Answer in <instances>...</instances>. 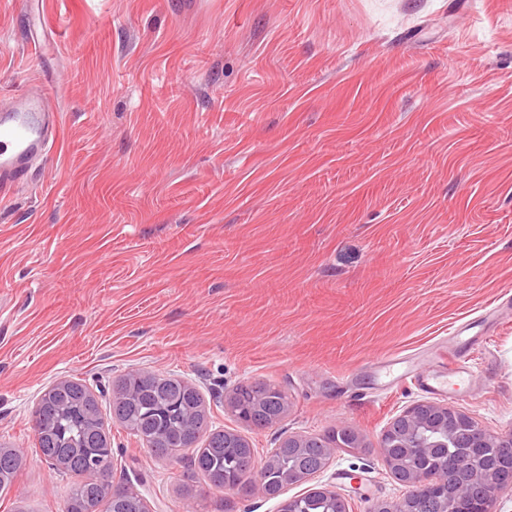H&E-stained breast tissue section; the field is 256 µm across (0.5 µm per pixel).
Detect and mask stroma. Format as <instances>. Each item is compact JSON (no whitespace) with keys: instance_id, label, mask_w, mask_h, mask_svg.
<instances>
[{"instance_id":"stroma-1","label":"stroma","mask_w":512,"mask_h":512,"mask_svg":"<svg viewBox=\"0 0 512 512\" xmlns=\"http://www.w3.org/2000/svg\"><path fill=\"white\" fill-rule=\"evenodd\" d=\"M38 77L62 128L0 201V445L26 460L0 512L65 492L29 423L65 380L148 512L214 502L112 420L132 370L194 385L260 456L356 428L285 491L352 512L402 496L376 444L411 405L512 430V0H0V101ZM468 321L469 393L371 373ZM254 380L288 395L263 429L224 407Z\"/></svg>"}]
</instances>
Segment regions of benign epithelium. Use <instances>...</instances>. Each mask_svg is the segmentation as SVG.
<instances>
[{"mask_svg":"<svg viewBox=\"0 0 512 512\" xmlns=\"http://www.w3.org/2000/svg\"><path fill=\"white\" fill-rule=\"evenodd\" d=\"M459 441L470 458L459 467L448 441ZM378 451L387 468L400 469L405 488L397 501L375 512H494L498 491L512 486V430L491 433L457 407L422 401L393 418L380 435ZM270 449L241 481L225 489L239 496L271 495L262 473L274 463ZM315 494L330 500L334 512H349V501L328 489Z\"/></svg>","mask_w":512,"mask_h":512,"instance_id":"1","label":"benign epithelium"}]
</instances>
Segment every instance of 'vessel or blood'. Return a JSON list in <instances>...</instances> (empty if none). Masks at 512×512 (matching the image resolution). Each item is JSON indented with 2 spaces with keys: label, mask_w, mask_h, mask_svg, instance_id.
Wrapping results in <instances>:
<instances>
[{
  "label": "vessel or blood",
  "mask_w": 512,
  "mask_h": 512,
  "mask_svg": "<svg viewBox=\"0 0 512 512\" xmlns=\"http://www.w3.org/2000/svg\"><path fill=\"white\" fill-rule=\"evenodd\" d=\"M51 94L50 87L43 82H35L15 95L10 110L0 113V195L27 178L31 162L47 156L55 142L59 115L45 109ZM468 329L465 323L457 328L458 340L454 350L432 352L425 364L407 362L401 372L402 379L433 392L455 393L454 377L468 371L462 360Z\"/></svg>",
  "instance_id": "obj_1"
}]
</instances>
